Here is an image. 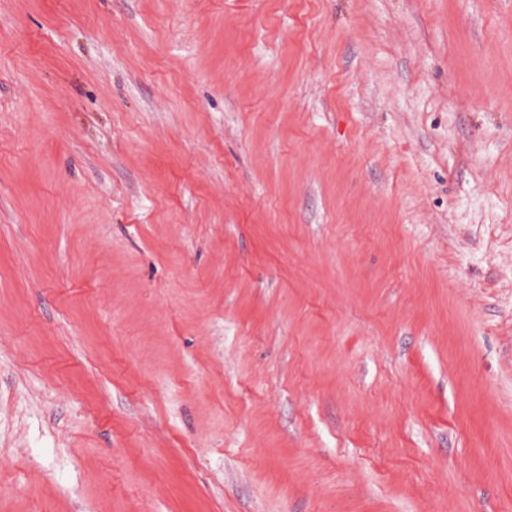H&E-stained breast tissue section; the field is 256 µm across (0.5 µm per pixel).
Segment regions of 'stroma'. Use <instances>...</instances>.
<instances>
[{"label":"stroma","instance_id":"obj_1","mask_svg":"<svg viewBox=\"0 0 512 512\" xmlns=\"http://www.w3.org/2000/svg\"><path fill=\"white\" fill-rule=\"evenodd\" d=\"M0 512H512V0H0Z\"/></svg>","mask_w":512,"mask_h":512}]
</instances>
